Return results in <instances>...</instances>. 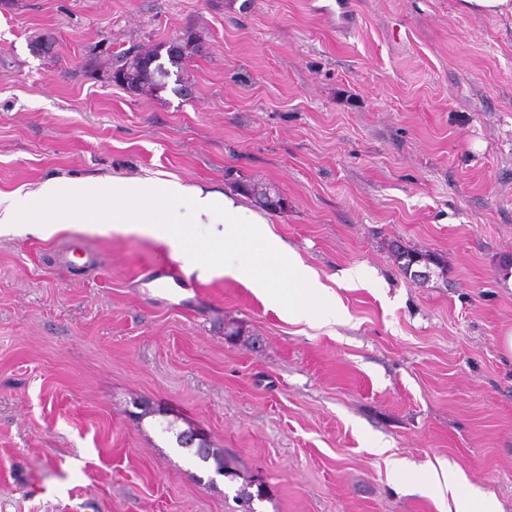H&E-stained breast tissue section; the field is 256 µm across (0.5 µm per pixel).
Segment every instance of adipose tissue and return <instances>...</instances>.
I'll return each mask as SVG.
<instances>
[{"label":"adipose tissue","mask_w":512,"mask_h":512,"mask_svg":"<svg viewBox=\"0 0 512 512\" xmlns=\"http://www.w3.org/2000/svg\"><path fill=\"white\" fill-rule=\"evenodd\" d=\"M22 229L42 237L62 230L146 234L164 242L199 278L229 276L270 303L287 302L289 320L329 325L346 316L318 273L272 234L266 217L228 192L177 177L56 176L23 193L0 191V234ZM244 235L265 243L269 258L287 270V291L258 280L247 260L227 253ZM418 482L449 496L454 512H500L496 499L469 486L450 462H440Z\"/></svg>","instance_id":"ef3b65f1"}]
</instances>
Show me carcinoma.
I'll list each match as a JSON object with an SVG mask.
<instances>
[{
    "label": "carcinoma",
    "instance_id": "obj_1",
    "mask_svg": "<svg viewBox=\"0 0 512 512\" xmlns=\"http://www.w3.org/2000/svg\"><path fill=\"white\" fill-rule=\"evenodd\" d=\"M196 49L195 38L191 35L181 37L177 41H168L163 48L150 47L146 50L129 49L113 58L105 71V79L120 85L139 95L155 97L166 88L167 79L176 76V81H183L182 66L184 60ZM237 190L252 198L255 202L270 211H281L288 206L286 198L271 187L258 180H245L236 184ZM398 267L403 274L415 279L422 277L411 273L415 266L423 265L435 269H443V256L430 251H417L397 246L394 249ZM176 444L180 448L194 450V455L202 462L210 460L216 463V472L226 477L237 476L235 466L224 455L210 447L206 441H193L187 431L175 434Z\"/></svg>",
    "mask_w": 512,
    "mask_h": 512
}]
</instances>
